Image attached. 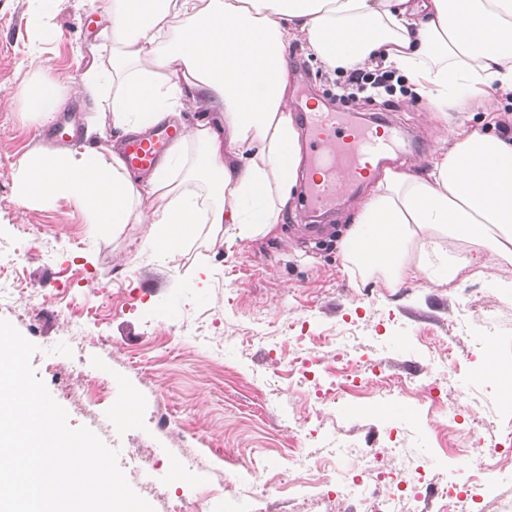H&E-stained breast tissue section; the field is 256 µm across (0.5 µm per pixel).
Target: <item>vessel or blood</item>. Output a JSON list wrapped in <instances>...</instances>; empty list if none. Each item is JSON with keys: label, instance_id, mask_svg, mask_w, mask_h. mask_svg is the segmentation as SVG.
<instances>
[{"label": "vessel or blood", "instance_id": "1", "mask_svg": "<svg viewBox=\"0 0 512 512\" xmlns=\"http://www.w3.org/2000/svg\"><path fill=\"white\" fill-rule=\"evenodd\" d=\"M307 165L302 212L332 209L339 192L372 173V159L399 153L403 134L394 124L371 127L350 121L342 112H307ZM183 137V130L159 126L145 135L128 137L123 144L126 167L134 173L151 172Z\"/></svg>", "mask_w": 512, "mask_h": 512}]
</instances>
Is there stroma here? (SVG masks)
I'll use <instances>...</instances> for the list:
<instances>
[{
  "instance_id": "1",
  "label": "stroma",
  "mask_w": 512,
  "mask_h": 512,
  "mask_svg": "<svg viewBox=\"0 0 512 512\" xmlns=\"http://www.w3.org/2000/svg\"><path fill=\"white\" fill-rule=\"evenodd\" d=\"M101 19L92 0H62L59 36L40 44L29 0H0V244L26 249L18 230L33 225L55 254L51 261L30 255L25 276L33 303L2 301L0 318L36 345L31 365L70 426L88 427L118 449L129 484L155 512H165L156 495L164 488L198 502L201 512H323L296 494L274 492L258 503L242 487L263 484L271 472L287 470L290 454L325 441L380 448L394 435L427 467L421 507L437 512L446 469L469 477L474 469L467 458L487 460L512 431V413L497 409L492 398L500 385L485 373L499 358H512V297L496 286L512 279V265L491 267L452 290L429 281L397 288L361 282L344 271L341 242L370 192L366 186L342 194L332 234L313 248L289 237L291 226L302 222L293 203L267 234L243 240L204 224L176 255L159 252L146 224H89L73 201L21 204L19 159L54 143L49 125L27 118L21 107L28 54L39 51L60 89L71 93L105 41ZM291 57L294 104L312 98L358 118L387 114L410 131L414 145L395 162L398 170L424 167L433 152L450 146L459 125L476 127L484 117L480 101L440 112L411 92L347 98L341 75L320 67L301 43L293 44ZM117 277L129 296L121 309L113 308L109 287ZM62 292L75 306L101 309L83 349L69 338L57 303ZM298 321L307 334L303 348L324 365L333 363L337 337L350 336L352 359L383 363L388 373L416 380V387L392 400L373 387L304 424L308 390L286 365L293 346L286 327ZM433 344L452 347L458 358L438 406L423 388ZM76 355L85 375L107 380L110 402L88 411L63 395L52 370L67 368ZM275 376L279 402L271 406L266 394ZM160 408L175 418L178 434L157 427ZM452 418L472 436L448 430ZM455 446L463 453L453 458L448 450ZM226 452L243 460L246 471L221 483L214 469ZM188 453L201 458L199 468L184 469Z\"/></svg>"
}]
</instances>
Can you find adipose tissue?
Instances as JSON below:
<instances>
[{
  "instance_id": "ef3b65f1",
  "label": "adipose tissue",
  "mask_w": 512,
  "mask_h": 512,
  "mask_svg": "<svg viewBox=\"0 0 512 512\" xmlns=\"http://www.w3.org/2000/svg\"><path fill=\"white\" fill-rule=\"evenodd\" d=\"M111 23L77 94L93 144L36 146L17 167L21 203L78 202L90 224H147L178 253L200 225L268 233L302 162L290 47L333 70L382 66L439 110L484 99L490 130L460 127L420 171H384L343 239L344 267L397 288L424 276L457 287L512 265V0H95ZM26 115L60 107L56 76L32 54ZM202 119H195V112ZM218 116L217 123L206 113ZM180 123L186 135L146 180L112 136Z\"/></svg>"
}]
</instances>
